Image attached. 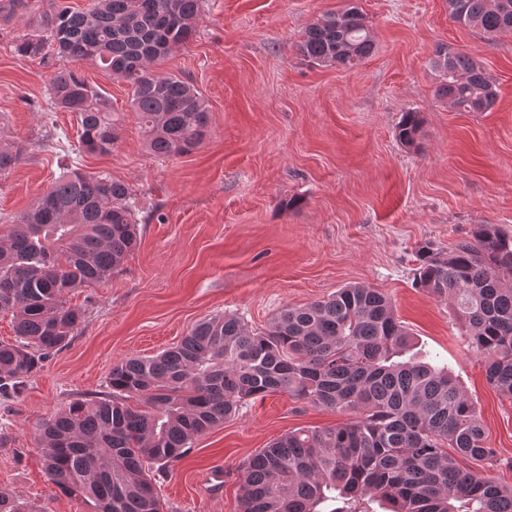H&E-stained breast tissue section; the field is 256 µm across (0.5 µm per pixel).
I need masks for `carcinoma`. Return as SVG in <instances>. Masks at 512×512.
<instances>
[{
	"label": "carcinoma",
	"instance_id": "cac0c4a2",
	"mask_svg": "<svg viewBox=\"0 0 512 512\" xmlns=\"http://www.w3.org/2000/svg\"><path fill=\"white\" fill-rule=\"evenodd\" d=\"M9 2L31 16L20 54L86 59L130 84L151 154L182 157L204 142V96L151 70L193 38L200 0H92L83 11L58 0L44 10ZM448 12L487 35L512 31V0H448ZM376 44L350 6L311 23L296 49L312 65L353 68ZM435 63L439 98L462 112L494 107L497 91L472 57L442 46ZM50 92L56 108L76 116L79 151L111 154L117 126L102 89L60 64ZM422 123L420 113H403L396 139L418 150ZM22 154L1 144L0 174ZM137 234L128 185L106 173L61 176L16 217L0 236V313L12 315L16 336L0 342V395L24 389L69 345L83 312L66 294L110 278ZM417 261L416 286L450 302L487 380L512 399V235L477 224L450 249L423 243ZM413 350L392 300L360 284L287 306L260 332L233 314L210 316L156 356L116 362L109 391L45 420L37 435L44 471L95 512H164L156 478L244 403L286 394L351 420L290 432L256 452L243 465V512H356L365 500L386 512H512V488L476 470L495 458L476 406L447 366ZM330 502L338 506L327 511Z\"/></svg>",
	"mask_w": 512,
	"mask_h": 512
}]
</instances>
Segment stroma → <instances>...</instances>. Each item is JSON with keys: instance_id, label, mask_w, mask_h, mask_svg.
<instances>
[{"instance_id": "stroma-1", "label": "stroma", "mask_w": 512, "mask_h": 512, "mask_svg": "<svg viewBox=\"0 0 512 512\" xmlns=\"http://www.w3.org/2000/svg\"><path fill=\"white\" fill-rule=\"evenodd\" d=\"M348 1L202 0L192 41L153 67L193 84L210 109L204 143L171 159L146 149L129 84L86 60L68 66L109 98L119 140L108 156L79 152L74 114L50 100L54 59L18 54L27 19L0 20V143L24 148L0 175V235L74 170L123 179L139 228L121 271L69 293L84 317L68 347L0 396V491L34 512H94L47 480L44 419L106 391L114 363L161 353L202 318L231 313L262 331L284 306L350 284L387 293L418 349L454 371L497 451L486 474L512 487V400L487 382L447 301L414 281L424 242L448 249L478 224L512 232V32L461 25L448 0H352L377 34L374 53L352 69L304 61V29ZM441 45L480 64L499 93L491 111L437 97ZM408 111L423 118L416 151L395 137ZM346 420L285 395L244 404L157 481L165 512H242L253 454Z\"/></svg>"}]
</instances>
